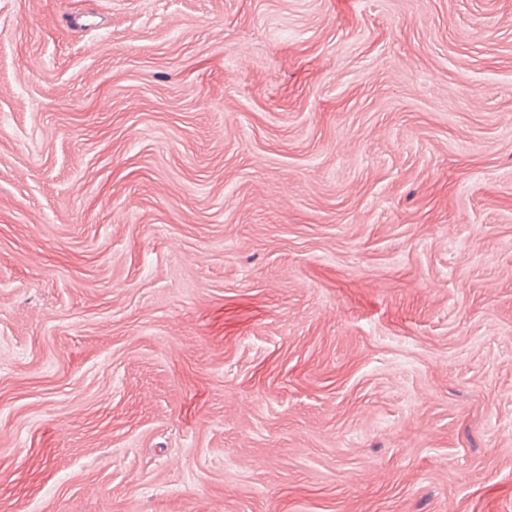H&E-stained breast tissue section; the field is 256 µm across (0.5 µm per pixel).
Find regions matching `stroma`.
I'll list each match as a JSON object with an SVG mask.
<instances>
[{"mask_svg":"<svg viewBox=\"0 0 512 512\" xmlns=\"http://www.w3.org/2000/svg\"><path fill=\"white\" fill-rule=\"evenodd\" d=\"M0 512H512V0H0Z\"/></svg>","mask_w":512,"mask_h":512,"instance_id":"obj_1","label":"stroma"}]
</instances>
